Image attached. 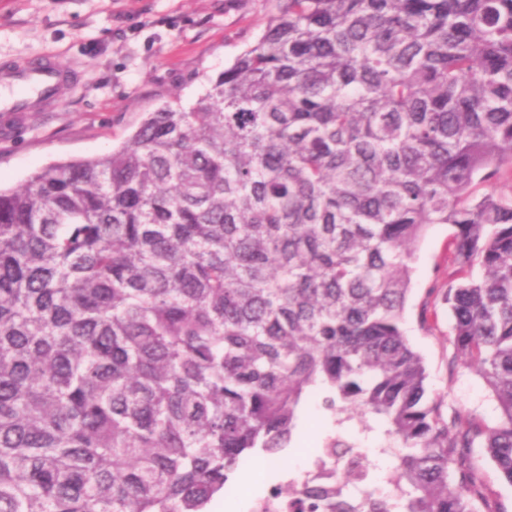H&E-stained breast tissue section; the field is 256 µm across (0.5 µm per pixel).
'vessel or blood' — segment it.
<instances>
[{"instance_id":"b4317fda","label":"vessel or blood","mask_w":512,"mask_h":512,"mask_svg":"<svg viewBox=\"0 0 512 512\" xmlns=\"http://www.w3.org/2000/svg\"><path fill=\"white\" fill-rule=\"evenodd\" d=\"M73 70L51 56L0 66V112H35L56 102Z\"/></svg>"}]
</instances>
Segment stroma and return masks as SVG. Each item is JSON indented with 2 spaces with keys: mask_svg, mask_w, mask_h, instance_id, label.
Here are the masks:
<instances>
[{
  "mask_svg": "<svg viewBox=\"0 0 512 512\" xmlns=\"http://www.w3.org/2000/svg\"><path fill=\"white\" fill-rule=\"evenodd\" d=\"M280 0H0V64L53 53L79 80L45 112H0V188L24 184L52 163L92 158L116 148L143 113L189 106L208 81L253 45ZM452 228L436 224L419 243L405 310L408 337L423 356L431 393L465 414L494 420L498 411L473 372H450L451 318L441 289ZM320 399L309 400L291 443L271 457L262 478L235 480L211 512H249L269 487L335 432Z\"/></svg>",
  "mask_w": 512,
  "mask_h": 512,
  "instance_id": "stroma-1",
  "label": "stroma"
}]
</instances>
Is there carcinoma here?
I'll list each match as a JSON object with an SVG mask.
<instances>
[{
	"label": "carcinoma",
	"mask_w": 512,
	"mask_h": 512,
	"mask_svg": "<svg viewBox=\"0 0 512 512\" xmlns=\"http://www.w3.org/2000/svg\"><path fill=\"white\" fill-rule=\"evenodd\" d=\"M190 107L0 190V512H207L323 391L382 427L297 494L323 512H502L512 487V0H285ZM453 228L452 367L404 327L415 247ZM373 486L363 501L349 485Z\"/></svg>",
	"instance_id": "cac0c4a2"
}]
</instances>
